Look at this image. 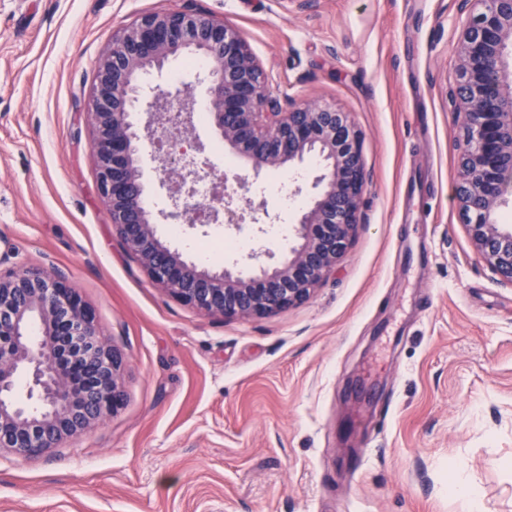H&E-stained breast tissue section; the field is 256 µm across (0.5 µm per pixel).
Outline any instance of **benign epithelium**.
<instances>
[{
    "instance_id": "benign-epithelium-1",
    "label": "benign epithelium",
    "mask_w": 512,
    "mask_h": 512,
    "mask_svg": "<svg viewBox=\"0 0 512 512\" xmlns=\"http://www.w3.org/2000/svg\"><path fill=\"white\" fill-rule=\"evenodd\" d=\"M467 15L458 42L460 72L449 93L463 130L455 196L469 214L468 233L492 271L512 284V226L499 220L512 196V0H459ZM195 52L204 68L209 123L247 158L254 175L316 163L315 192L293 225L288 255H269L257 270L214 267L188 258L157 234L163 221L190 228L263 224L264 205L245 210L219 192L207 205L193 197L213 173L185 157L202 153L191 138L192 113L169 108L172 93L145 78L173 57ZM97 186L112 227L147 278L175 301L224 318L266 317L308 300L333 274L359 224L366 188L360 137L349 114L316 102L284 112L270 78L238 29L190 10L144 14L123 27L101 58L92 93ZM168 129L171 151L159 186L169 205H150L143 179L144 140ZM35 401L16 403L21 373ZM123 355L99 338L94 309L50 268L0 271V447L35 455L103 424L125 402Z\"/></svg>"
}]
</instances>
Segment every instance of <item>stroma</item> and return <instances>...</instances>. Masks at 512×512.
Wrapping results in <instances>:
<instances>
[{"mask_svg": "<svg viewBox=\"0 0 512 512\" xmlns=\"http://www.w3.org/2000/svg\"><path fill=\"white\" fill-rule=\"evenodd\" d=\"M238 28L281 108L315 101L361 134L360 224L313 296L226 319L152 285L97 190V66L142 14ZM455 0H0V269L47 267L125 355L123 408L22 456L0 450V512H512V285L475 251L454 195ZM148 82L199 110L187 55ZM193 135L241 206L223 264L294 244L309 178L253 174L207 120ZM302 192L289 197L293 186Z\"/></svg>", "mask_w": 512, "mask_h": 512, "instance_id": "35a3bbf8", "label": "stroma"}]
</instances>
